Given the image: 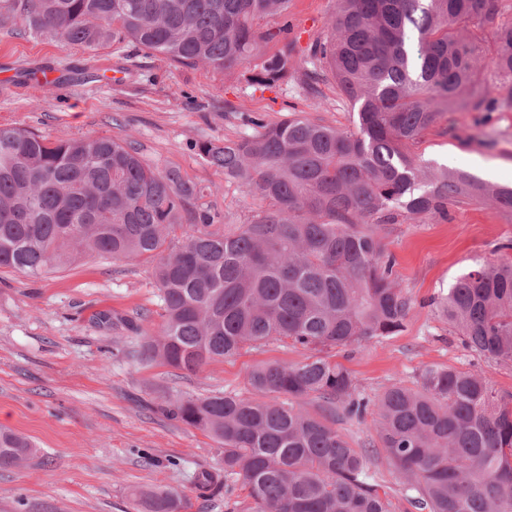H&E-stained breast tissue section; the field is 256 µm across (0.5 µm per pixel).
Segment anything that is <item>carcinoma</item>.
Returning a JSON list of instances; mask_svg holds the SVG:
<instances>
[{"label": "carcinoma", "mask_w": 512, "mask_h": 512, "mask_svg": "<svg viewBox=\"0 0 512 512\" xmlns=\"http://www.w3.org/2000/svg\"><path fill=\"white\" fill-rule=\"evenodd\" d=\"M505 0H336L326 32L307 48L288 23L289 0H0V23L97 50L133 43L172 66L237 76L255 91L299 82L318 97L328 72L357 109L352 129L300 112L195 145L206 165L259 201L223 224L176 167L148 162L130 135L52 141L0 127V270L37 275L98 256L152 264L163 308L140 355L186 372L272 338L308 351L266 363L236 393L179 397L170 415L224 445V474L202 491L245 492L241 512H395L377 479L395 474L413 512H512V395L480 370L427 366L416 387L371 401L329 351L394 336L411 300L393 276L387 226L448 217L450 203L512 212V190L420 162L412 152L450 112L512 109L483 82L485 40ZM276 41L271 55L266 44ZM490 65L512 83V24L492 31ZM257 64H251V61ZM462 344L512 362V261L460 276L436 301ZM316 403V411L307 405ZM377 415L379 444L354 448L336 424ZM38 452L0 429V468ZM168 489L134 493L135 512H181Z\"/></svg>", "instance_id": "1"}]
</instances>
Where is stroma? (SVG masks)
<instances>
[{
	"mask_svg": "<svg viewBox=\"0 0 512 512\" xmlns=\"http://www.w3.org/2000/svg\"><path fill=\"white\" fill-rule=\"evenodd\" d=\"M335 0H292L293 36L308 44L324 31ZM66 75L48 101L39 82L15 74ZM321 109L294 84L258 93L234 77L174 68L132 43L95 52L0 27V126L52 140L131 134L144 157L180 168L204 190L203 200L238 224L255 203L223 173L201 163L196 143L243 131L244 115L265 122L288 109L327 124L352 127L353 108L338 104L336 85H319ZM233 111H225V103ZM458 137L427 132L415 152L438 166L512 187V111L451 112ZM395 274L412 301L398 335L336 349L334 359L361 393L414 385L426 366L483 371L491 386L512 394V363H495L463 348L432 313L462 274L501 257L512 245V215L478 203L452 206L448 218L420 216L394 224L385 240ZM161 302L149 264L84 257L39 275L0 271V428L29 437L38 454L0 469V512H134L132 494L145 487L181 492L184 512H229L223 488L200 493L196 473L216 471L223 451L207 433L167 417L168 398L235 392L256 365L297 363L305 349L272 340L188 373L142 362L143 334L157 333Z\"/></svg>",
	"mask_w": 512,
	"mask_h": 512,
	"instance_id": "1",
	"label": "stroma"
}]
</instances>
